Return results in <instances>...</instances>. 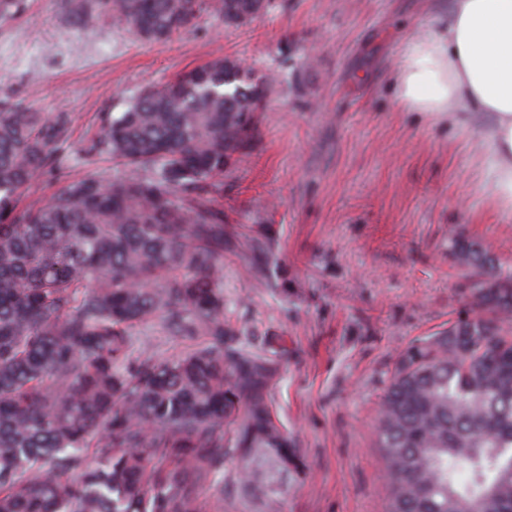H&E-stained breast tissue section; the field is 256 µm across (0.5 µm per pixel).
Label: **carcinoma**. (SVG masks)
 <instances>
[{"label": "carcinoma", "mask_w": 512, "mask_h": 512, "mask_svg": "<svg viewBox=\"0 0 512 512\" xmlns=\"http://www.w3.org/2000/svg\"><path fill=\"white\" fill-rule=\"evenodd\" d=\"M271 0H89L164 41L212 15L245 26ZM275 76L217 56L104 117L91 172L44 202L21 192L71 138L67 115L0 107V512H201L235 447L288 464L266 389L275 369L226 320L224 172ZM471 309L398 357L375 430L386 512H512V273L457 239ZM200 342L159 357L134 330Z\"/></svg>", "instance_id": "cac0c4a2"}]
</instances>
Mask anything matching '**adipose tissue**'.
<instances>
[{
  "mask_svg": "<svg viewBox=\"0 0 512 512\" xmlns=\"http://www.w3.org/2000/svg\"><path fill=\"white\" fill-rule=\"evenodd\" d=\"M395 110L477 137V187L512 219V0H448L445 16L407 40Z\"/></svg>",
  "mask_w": 512,
  "mask_h": 512,
  "instance_id": "ef3b65f1",
  "label": "adipose tissue"
}]
</instances>
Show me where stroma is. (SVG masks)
<instances>
[{"label":"stroma","mask_w":512,"mask_h":512,"mask_svg":"<svg viewBox=\"0 0 512 512\" xmlns=\"http://www.w3.org/2000/svg\"><path fill=\"white\" fill-rule=\"evenodd\" d=\"M448 0H272L244 27L212 16L146 41L65 0H13L0 15V103L67 113L71 140L24 191L122 174L88 153L104 114L220 54L275 75L251 148L225 173L228 321L276 363L273 422L292 459L224 454L203 512H385L374 431L398 356L469 308L449 248L482 242L512 270V222L475 188L476 139L390 105L404 41Z\"/></svg>","instance_id":"1"}]
</instances>
